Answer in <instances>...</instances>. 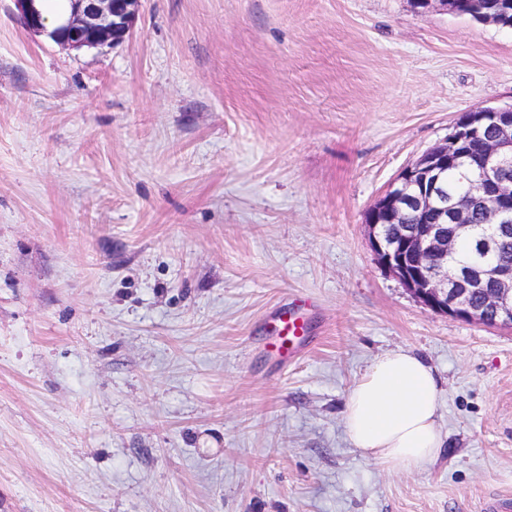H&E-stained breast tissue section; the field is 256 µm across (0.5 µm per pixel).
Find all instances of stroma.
<instances>
[{"mask_svg": "<svg viewBox=\"0 0 512 512\" xmlns=\"http://www.w3.org/2000/svg\"><path fill=\"white\" fill-rule=\"evenodd\" d=\"M512 103V29L412 0H141L69 49L0 0V512H480L512 494V330L419 302L364 216L464 112ZM316 305L294 361L257 339ZM443 381L436 462L343 409L379 353Z\"/></svg>", "mask_w": 512, "mask_h": 512, "instance_id": "obj_1", "label": "stroma"}]
</instances>
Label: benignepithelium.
Masks as SVG:
<instances>
[{
  "label": "benign epithelium",
  "instance_id": "obj_1",
  "mask_svg": "<svg viewBox=\"0 0 512 512\" xmlns=\"http://www.w3.org/2000/svg\"><path fill=\"white\" fill-rule=\"evenodd\" d=\"M23 27L72 48H97L124 41L140 0H64L69 12L57 26H45L42 0H15ZM478 20L512 27V8L478 13ZM490 133L480 153L462 166L461 143L479 129ZM468 179L467 199L448 198V168ZM484 214L489 232L480 249L494 253L500 238L512 233V104L463 113L443 144L405 167L367 212L365 226L375 259L424 305L449 317L512 329V266L493 262L468 265L448 274L456 252V233L473 231L474 210Z\"/></svg>",
  "mask_w": 512,
  "mask_h": 512
}]
</instances>
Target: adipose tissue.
Instances as JSON below:
<instances>
[{
    "instance_id": "1",
    "label": "adipose tissue",
    "mask_w": 512,
    "mask_h": 512,
    "mask_svg": "<svg viewBox=\"0 0 512 512\" xmlns=\"http://www.w3.org/2000/svg\"><path fill=\"white\" fill-rule=\"evenodd\" d=\"M442 381L422 355L402 349L377 355L352 386L343 410L346 434L385 468L435 462L446 437L438 423Z\"/></svg>"
}]
</instances>
